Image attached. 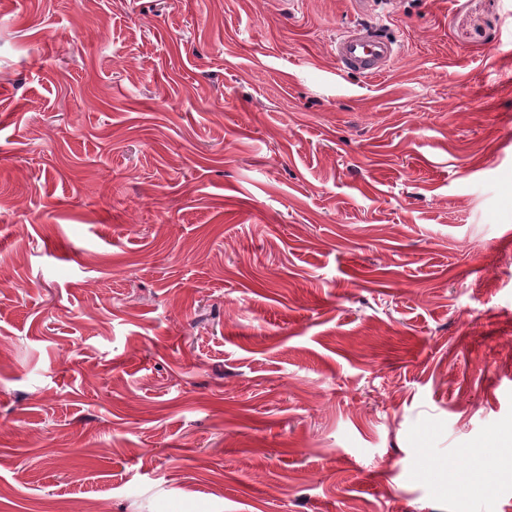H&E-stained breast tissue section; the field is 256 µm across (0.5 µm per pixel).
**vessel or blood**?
Returning <instances> with one entry per match:
<instances>
[{
	"mask_svg": "<svg viewBox=\"0 0 512 512\" xmlns=\"http://www.w3.org/2000/svg\"><path fill=\"white\" fill-rule=\"evenodd\" d=\"M398 51V42L385 29L357 26L337 36L333 56L342 71L376 77Z\"/></svg>",
	"mask_w": 512,
	"mask_h": 512,
	"instance_id": "obj_1",
	"label": "vessel or blood"
}]
</instances>
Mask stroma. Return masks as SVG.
<instances>
[{
	"label": "stroma",
	"mask_w": 512,
	"mask_h": 512,
	"mask_svg": "<svg viewBox=\"0 0 512 512\" xmlns=\"http://www.w3.org/2000/svg\"><path fill=\"white\" fill-rule=\"evenodd\" d=\"M11 0L0 512H512V0ZM398 52V42L385 29L355 26L336 37L333 56L344 72L376 77Z\"/></svg>",
	"instance_id": "obj_1"
}]
</instances>
